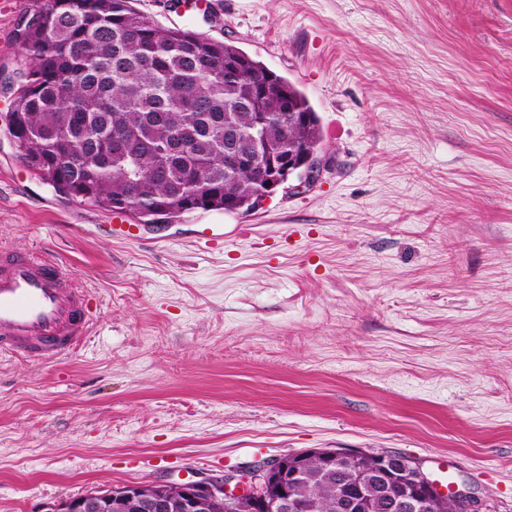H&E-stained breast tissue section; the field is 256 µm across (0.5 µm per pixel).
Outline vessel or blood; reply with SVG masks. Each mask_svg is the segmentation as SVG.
<instances>
[{"label":"vessel or blood","instance_id":"obj_1","mask_svg":"<svg viewBox=\"0 0 512 512\" xmlns=\"http://www.w3.org/2000/svg\"><path fill=\"white\" fill-rule=\"evenodd\" d=\"M104 237L141 240L137 224L97 226ZM93 321L90 298L75 273L38 251L0 248V353L21 358L59 359L87 337Z\"/></svg>","mask_w":512,"mask_h":512}]
</instances>
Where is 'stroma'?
Segmentation results:
<instances>
[{
  "mask_svg": "<svg viewBox=\"0 0 512 512\" xmlns=\"http://www.w3.org/2000/svg\"><path fill=\"white\" fill-rule=\"evenodd\" d=\"M194 2L135 7L287 78L324 168L127 243L6 135L36 0H0V244L54 254L96 298L67 357L0 355V512L309 448L448 468L480 512H512V0Z\"/></svg>",
  "mask_w": 512,
  "mask_h": 512,
  "instance_id": "obj_1",
  "label": "stroma"
}]
</instances>
